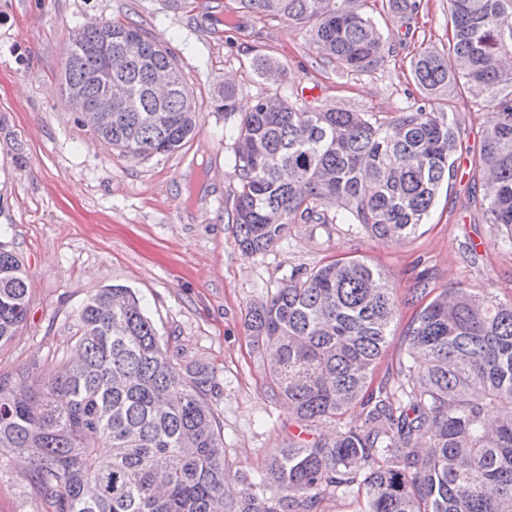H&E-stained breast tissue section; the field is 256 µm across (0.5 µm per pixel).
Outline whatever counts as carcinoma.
<instances>
[{
  "label": "carcinoma",
  "mask_w": 512,
  "mask_h": 512,
  "mask_svg": "<svg viewBox=\"0 0 512 512\" xmlns=\"http://www.w3.org/2000/svg\"><path fill=\"white\" fill-rule=\"evenodd\" d=\"M351 0H238V9L287 13L310 27L336 72H370L385 62L374 17ZM448 51L425 47L410 61L423 98L450 89L490 108L473 158L487 223L512 241V0H448ZM143 44L137 59L121 42ZM262 80L280 67L256 59ZM171 93L153 98L154 76ZM126 95L112 118L80 123L123 156L170 155L192 137L196 103L182 68L145 30L119 21L79 27L64 58L62 90L90 104L102 78ZM231 85L216 108L235 111ZM237 187L236 239L247 255L268 251L297 223L356 224L399 242L424 224L462 149L449 113L419 106L389 121L323 105L297 107L287 89L260 93L230 133ZM29 272L0 241V348L27 317ZM398 298L384 273L360 258L336 259L291 276L254 302L245 324L268 354L273 396L304 428L341 422L360 403L364 426L332 441L294 436L256 478L224 499V436L206 401L214 376L170 355L145 306L129 288L89 296L75 315L71 353L47 375L0 381V476L32 486L36 512H323L331 498L364 497L365 512H512V298L451 288L415 314L405 332L398 381L372 386L391 336Z\"/></svg>",
  "instance_id": "obj_1"
}]
</instances>
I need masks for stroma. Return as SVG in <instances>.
<instances>
[{
  "label": "stroma",
  "instance_id": "1",
  "mask_svg": "<svg viewBox=\"0 0 512 512\" xmlns=\"http://www.w3.org/2000/svg\"><path fill=\"white\" fill-rule=\"evenodd\" d=\"M360 2L389 30L388 53L375 71L342 76L299 21L239 13L236 0H195L179 13L162 0H0V225L30 275L27 318L0 349L1 379L49 370L72 345L74 316L92 293L132 288L179 362L213 372L207 400L224 434L232 486L238 471L263 473L289 436L302 432L287 401L269 390L266 363L244 326L249 305L291 274L345 257L386 274L399 309L378 381L406 358L419 283L512 297V243L467 201L486 109L457 91L436 105L453 112L467 150L418 234L391 243L354 224H292L266 253L241 252L225 205L236 180L223 132L237 117L215 110L218 91L233 85L238 112L247 111L270 88L255 74L256 58L266 56L283 69L295 105L390 118L413 103L411 59L424 47L448 45L447 0H419L407 15L390 10L388 0ZM109 19L152 34L185 73L199 117L192 139L174 154L119 155L81 125L61 93L72 31ZM302 433L328 439L336 426Z\"/></svg>",
  "mask_w": 512,
  "mask_h": 512
}]
</instances>
